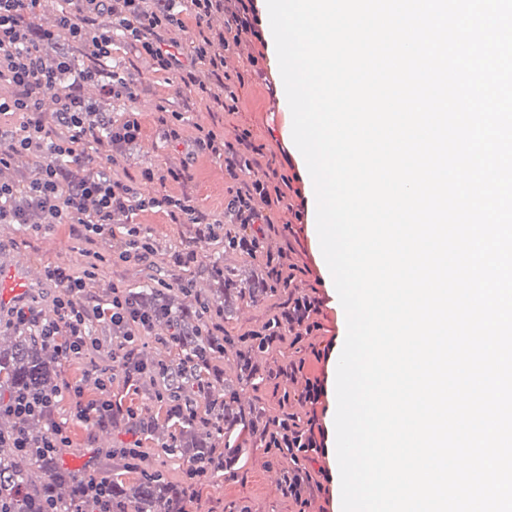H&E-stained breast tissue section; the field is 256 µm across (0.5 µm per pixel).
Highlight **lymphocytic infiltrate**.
<instances>
[{
    "label": "lymphocytic infiltrate",
    "instance_id": "f902f5d3",
    "mask_svg": "<svg viewBox=\"0 0 512 512\" xmlns=\"http://www.w3.org/2000/svg\"><path fill=\"white\" fill-rule=\"evenodd\" d=\"M62 2L55 28L41 30L34 22L39 0H0V117L13 119L9 128L0 129V167L8 165L18 152L38 161L31 178L20 183L0 181V223L27 226L35 221L42 227L74 224L80 237L90 244L111 236L112 215L119 211L159 208L166 210L174 223H199L192 195L185 192L174 196L166 190L167 184L190 180L187 165L145 168L143 178L158 183L161 190L151 197L137 193L116 168L125 145L141 132L137 112L129 107L119 117H112L86 103L80 90L83 83L96 81L107 99L131 104L138 98L141 80L110 66L112 47L119 40L134 53L151 56L157 69L174 73L179 93L227 112L235 111L238 96L224 74V53L242 36L255 34L258 0H188L197 34L187 44L174 37L185 28L181 13L174 10V0ZM217 12L224 15V29L214 34L208 29V19ZM57 41L71 42L83 53V68H74L65 55L51 62L45 60V44ZM202 67L209 73V81L199 79ZM48 96L55 100V111L50 115L42 109ZM158 121L172 142L185 144L187 156L207 153L223 159L231 178L262 166L261 152L254 146L250 131H243L233 147L212 126H197L194 137L183 139V112L161 109ZM273 186V176L268 173L238 187L227 203L228 222L263 223L251 200L256 195L284 200V193H273ZM225 223L211 222L209 234L219 237ZM127 235V247L119 256L93 252L82 271L62 264L47 266L48 279L63 291L56 301L54 320L41 321L35 307L23 303L14 308L12 321L37 327L40 336L55 343L66 360L106 351L113 370L131 380L144 377L146 369L126 347L146 332L150 317L114 285L102 302L77 307L68 299L70 293L95 287L102 269L112 261L139 263L154 256L152 243L137 227H130ZM102 320L122 336V346L102 348L99 338L91 333L92 324Z\"/></svg>",
    "mask_w": 512,
    "mask_h": 512
}]
</instances>
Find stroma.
<instances>
[{
    "instance_id": "stroma-1",
    "label": "stroma",
    "mask_w": 512,
    "mask_h": 512,
    "mask_svg": "<svg viewBox=\"0 0 512 512\" xmlns=\"http://www.w3.org/2000/svg\"><path fill=\"white\" fill-rule=\"evenodd\" d=\"M261 58L264 77L253 80L252 61ZM115 60L144 82L145 93L134 103L142 125L138 141L126 149L118 160V169L126 181L142 186L141 171L148 165H166L178 161L181 151L167 142L157 123L160 107L185 106L189 109L188 126L184 136H193L194 123H217L220 130L229 131V144H236L243 130H251L256 147L261 148L265 162L285 176H299L304 185L307 203L302 222H294L290 212H277L263 197H254L253 208L262 215L272 216L273 225L251 226V233L259 234L263 250L249 255L242 248L228 249L223 239L209 237L206 223L223 218L225 201L233 187L221 159L208 154H198L190 168L191 188L195 205L203 216L200 224H176L166 212H117L112 216V241L100 243V250L120 253L128 239L127 230L138 227L150 237L159 261L157 267L144 264L120 263L107 266L100 285L94 294L106 298L110 286L137 292L146 287L168 284L176 304L196 307L198 302L209 299L215 288L210 273L212 264H219L226 273L237 280L239 286L248 288L266 276L267 255L283 257L296 268L289 290H281L259 301H239L231 318L222 321L221 329L232 336L262 329L269 318L280 315L288 308L289 297H308L318 302L315 315L319 331L303 336L301 341L284 337L263 354L258 365L261 370L275 371L296 365L292 377L284 379L281 387L262 382L251 386L237 384L236 374L229 360L216 362L213 377L236 383L239 404L242 408L260 403L269 415H278L282 392L303 397L298 412L310 419L314 428L324 433L325 446L308 454L306 471L309 475L306 507H299L286 497L282 485V471L287 459L273 458L261 444L248 447L246 457L238 469L231 473H215L197 488L198 498L188 503V512H239L249 507L250 512H341V500L336 487V461L332 450L335 446L334 408L336 394L332 386V361L344 334V315L334 299L328 270L320 248L314 224V186L306 162L295 146L292 136V115L288 107L281 78L274 38L265 33L263 40L242 38L228 51L225 74L239 86V109L235 112H207L204 105L186 106L178 93V84L172 73L157 69L154 61L145 55L116 53ZM195 249L198 260L189 267L169 263L174 252L184 248ZM87 245L76 233L73 225L58 224L49 229L13 234L0 238V251L18 252L29 261L36 279L28 301L44 317L55 311L59 288L47 280V264L59 262L82 270ZM192 286L191 293L179 290L181 282ZM89 358L64 361L59 376L60 383H72L82 388L83 401L100 398L111 400L114 411L111 422L99 424L80 420L68 393H61L54 410L53 420L68 435L71 446L63 457L65 464L94 476H110L129 484L137 474L126 468L117 448L126 446L132 439H139L142 450L150 453L154 469L164 471L168 478L180 481L189 466L188 459L164 454L163 447L172 436L178 435L180 419L174 415L170 404L151 398L141 384L125 381L115 376L109 391H101L95 375L90 372ZM320 382L322 395L317 403L307 402L305 395L310 383Z\"/></svg>"
}]
</instances>
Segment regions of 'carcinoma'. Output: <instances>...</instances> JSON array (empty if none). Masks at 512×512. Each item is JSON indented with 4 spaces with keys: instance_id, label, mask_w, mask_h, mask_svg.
Segmentation results:
<instances>
[{
    "instance_id": "1",
    "label": "carcinoma",
    "mask_w": 512,
    "mask_h": 512,
    "mask_svg": "<svg viewBox=\"0 0 512 512\" xmlns=\"http://www.w3.org/2000/svg\"><path fill=\"white\" fill-rule=\"evenodd\" d=\"M212 277L220 288L215 302L218 309L228 311L229 303L245 298L258 301L272 295L280 288L288 287L289 281L273 283L263 279L251 288H240L231 275L224 273L218 263L212 264ZM136 302L145 311L154 315V321L177 330L175 342L183 352L179 361L153 363L149 367V380H161L163 389L179 396V401L191 403L194 409L205 408V414L194 417L179 415L184 431L172 440L170 447L181 449V453L197 464L203 459H224V470L230 471L245 453L239 439L246 434L264 445L272 456L288 457L289 467L282 475L283 489L293 485L289 493L295 502L306 501L307 485L301 479L302 461L306 452L302 448L270 447V435L277 424L288 422L289 431L303 432L307 429L304 421L293 411L290 394L284 393L280 401L281 414L269 418L260 405L247 410L237 405V391L230 384H224L223 392L215 391L206 371L211 361L222 353L234 352L232 364L237 380L247 384L262 382L271 374L262 373L253 362L258 353H265L271 345L263 336H213L207 335L195 313L173 303V297L155 288H145L134 293ZM10 346L0 347V393L10 394L38 391L53 394L57 392L55 380L61 372V357L53 348L36 336L32 330H13ZM42 421L39 415H32L20 421L11 417V423L0 424V500L9 507V512H40L50 499L64 512L72 509L80 500L81 473L64 466L55 456L40 458L26 455L13 447V436L17 428L25 430L27 436L38 441L47 433V428H36ZM224 447H218L219 441ZM41 468L47 481L39 486L28 478L31 466ZM69 485L68 497L62 498L56 487ZM112 485V505L115 512H178L181 502L189 496L191 489L180 482H173L157 470H143L138 480L129 486L117 481Z\"/></svg>"
}]
</instances>
